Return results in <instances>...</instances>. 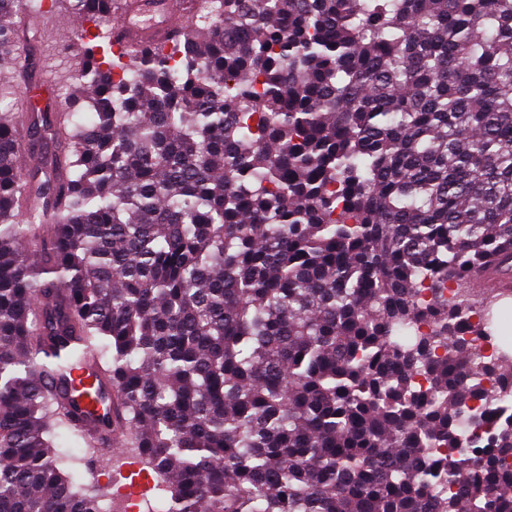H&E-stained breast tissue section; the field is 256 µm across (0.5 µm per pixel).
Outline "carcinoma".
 I'll return each mask as SVG.
<instances>
[{"label":"carcinoma","mask_w":512,"mask_h":512,"mask_svg":"<svg viewBox=\"0 0 512 512\" xmlns=\"http://www.w3.org/2000/svg\"><path fill=\"white\" fill-rule=\"evenodd\" d=\"M75 57L37 162L0 109V512H101L56 440L117 435L166 512H512L473 321L512 268V0H224Z\"/></svg>","instance_id":"cac0c4a2"}]
</instances>
